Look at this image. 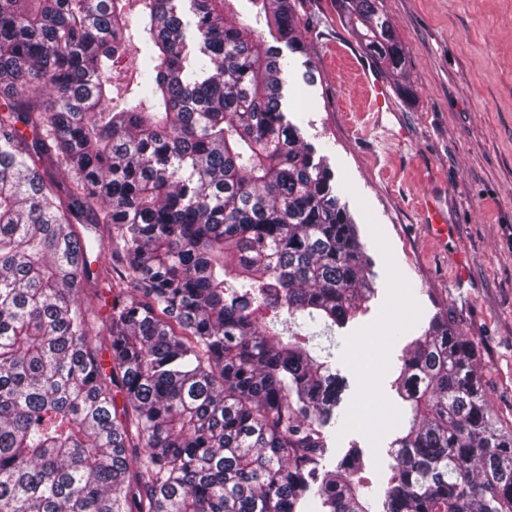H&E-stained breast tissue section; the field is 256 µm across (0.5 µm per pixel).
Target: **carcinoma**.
I'll use <instances>...</instances> for the list:
<instances>
[{
    "instance_id": "1",
    "label": "carcinoma",
    "mask_w": 512,
    "mask_h": 512,
    "mask_svg": "<svg viewBox=\"0 0 512 512\" xmlns=\"http://www.w3.org/2000/svg\"><path fill=\"white\" fill-rule=\"evenodd\" d=\"M231 2L0 0V512H376L358 449L322 465L368 259L284 112L281 48ZM251 2L304 52L289 0ZM348 4L397 72L379 0ZM77 224L112 262L91 270ZM92 273L115 292L109 374ZM395 386L411 419L383 512H512V433L448 318ZM78 232L83 235L90 246L92 247L89 252V259L95 260L100 254L99 261L103 259H110L112 246H109L107 237L102 238V225L96 226L95 224H77Z\"/></svg>"
}]
</instances>
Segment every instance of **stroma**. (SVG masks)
Returning <instances> with one entry per match:
<instances>
[{
	"instance_id": "obj_1",
	"label": "stroma",
	"mask_w": 512,
	"mask_h": 512,
	"mask_svg": "<svg viewBox=\"0 0 512 512\" xmlns=\"http://www.w3.org/2000/svg\"><path fill=\"white\" fill-rule=\"evenodd\" d=\"M291 3L306 52L288 57V117L326 156L370 262L368 298L338 332L332 370L346 387L323 464L358 448L373 479L401 434L402 358L435 317L473 345L491 420L512 431V0H380L398 77L341 0ZM362 64L391 92L378 118ZM425 200L449 237L425 230Z\"/></svg>"
}]
</instances>
